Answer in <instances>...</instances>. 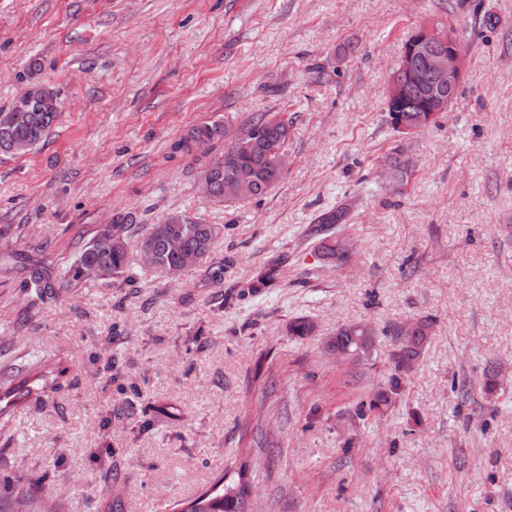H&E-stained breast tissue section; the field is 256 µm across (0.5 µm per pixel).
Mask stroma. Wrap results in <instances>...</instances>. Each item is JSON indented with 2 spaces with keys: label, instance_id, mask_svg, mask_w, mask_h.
<instances>
[{
  "label": "stroma",
  "instance_id": "35a3bbf8",
  "mask_svg": "<svg viewBox=\"0 0 512 512\" xmlns=\"http://www.w3.org/2000/svg\"><path fill=\"white\" fill-rule=\"evenodd\" d=\"M428 19L466 26L467 66L437 124L406 136L389 76ZM34 60L59 113L45 143L0 156V253L24 257L0 264V512L24 493L173 512L240 470L246 512H512V0H0V106ZM266 112L292 124L279 184L215 204L208 155L175 142ZM399 144L412 172L393 183ZM342 202L345 265L315 234ZM174 211L223 226L221 279L168 278L133 249L110 281L27 289L113 214ZM278 256L273 287L229 296ZM421 315L424 355L383 417H359L392 373V327ZM298 317L314 335H289ZM358 322L376 329L369 360L324 351ZM48 359L57 392L10 393Z\"/></svg>",
  "mask_w": 512,
  "mask_h": 512
}]
</instances>
